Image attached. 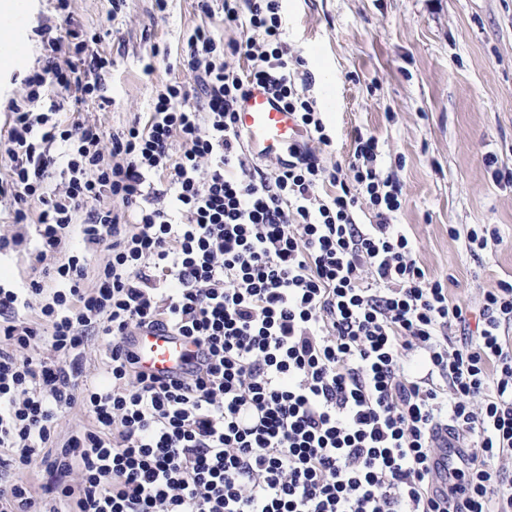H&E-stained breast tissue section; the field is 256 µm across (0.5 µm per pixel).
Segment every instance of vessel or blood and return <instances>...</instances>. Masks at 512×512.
<instances>
[{"mask_svg":"<svg viewBox=\"0 0 512 512\" xmlns=\"http://www.w3.org/2000/svg\"><path fill=\"white\" fill-rule=\"evenodd\" d=\"M237 125L245 137L249 152L258 159L286 154L289 146L305 136L291 112L267 90H251L237 110ZM141 371L168 378L184 371L194 361L197 347L187 338L169 332L147 329L131 336Z\"/></svg>","mask_w":512,"mask_h":512,"instance_id":"vessel-or-blood-1","label":"vessel or blood"}]
</instances>
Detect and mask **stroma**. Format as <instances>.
I'll return each instance as SVG.
<instances>
[{"mask_svg": "<svg viewBox=\"0 0 512 512\" xmlns=\"http://www.w3.org/2000/svg\"><path fill=\"white\" fill-rule=\"evenodd\" d=\"M19 4L14 32L27 53L0 73V136L9 102L24 97L25 76L44 63L39 30L58 17L56 0ZM211 8L169 0L160 13L153 0H69L74 24L97 35L93 49L112 68L93 100L57 95L61 119L97 124L108 137L145 117L162 84L195 96L180 62L193 29L210 27L227 42L248 35L224 25L221 0ZM283 24L332 139L310 148L333 167L345 164L355 131L375 135L384 175L402 187L398 221L415 258L478 311L484 291L512 282V0H286ZM13 210L12 197L0 195V236L23 238L0 251V284L19 287L41 279L43 266L34 225L12 223ZM478 224L497 225L503 244L473 254L467 233Z\"/></svg>", "mask_w": 512, "mask_h": 512, "instance_id": "1", "label": "stroma"}]
</instances>
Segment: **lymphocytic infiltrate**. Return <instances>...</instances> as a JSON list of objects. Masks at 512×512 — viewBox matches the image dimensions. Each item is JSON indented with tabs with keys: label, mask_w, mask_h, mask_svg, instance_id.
I'll use <instances>...</instances> for the list:
<instances>
[{
	"label": "lymphocytic infiltrate",
	"mask_w": 512,
	"mask_h": 512,
	"mask_svg": "<svg viewBox=\"0 0 512 512\" xmlns=\"http://www.w3.org/2000/svg\"><path fill=\"white\" fill-rule=\"evenodd\" d=\"M222 9L251 35L226 43L203 25L189 36L183 65L202 105L165 85L108 150L96 125L63 124L46 99L95 95L111 60L80 31H40L49 56L9 106L0 195L17 224L40 203L37 260L75 223L82 246L47 269L52 290L0 286V512H512V480L488 467L512 453V282L485 291L474 321L450 300L397 222L402 188L383 178L375 136L356 133L344 168L298 148L263 172L236 126L253 86L331 139L296 85L303 61L283 39L282 0ZM235 55L246 73L230 68ZM56 144L63 181L49 192ZM155 177L167 205L147 202ZM471 323L475 336L449 343L448 329ZM155 326L198 346L184 375L139 370L128 339ZM91 332L106 345L99 379L82 367ZM419 349L416 377L403 361ZM76 404L89 423L56 444ZM444 429L470 446L449 452L443 489ZM36 462L37 489L23 478Z\"/></svg>",
	"instance_id": "f902f5d3"
}]
</instances>
